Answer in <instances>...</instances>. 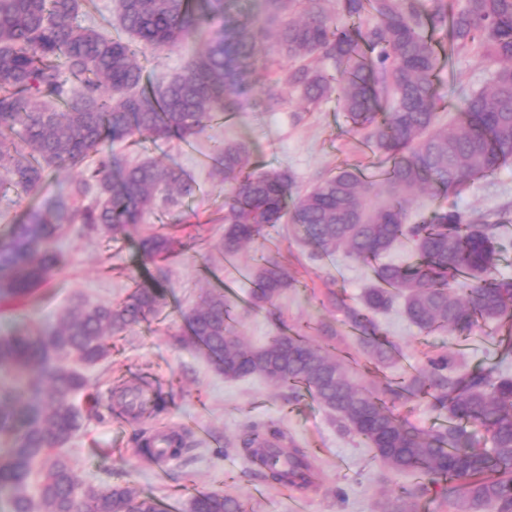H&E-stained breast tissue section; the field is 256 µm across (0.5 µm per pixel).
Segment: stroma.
<instances>
[{"mask_svg":"<svg viewBox=\"0 0 512 512\" xmlns=\"http://www.w3.org/2000/svg\"><path fill=\"white\" fill-rule=\"evenodd\" d=\"M205 45V37L198 36L179 48L145 50L140 57L144 82L159 74L179 73ZM490 70L479 54L462 53L442 68L439 82L454 101L461 91L484 86ZM273 84L271 69H260L244 93L245 112L212 123L189 141L143 134L117 144V152L127 159L151 157L180 167L195 187L194 196L184 199L177 211L146 213L140 224L130 227L125 241H111L79 224L69 227L55 244L62 262L53 280L30 299L0 300V334L17 326L44 329L78 297L90 304L115 303L125 299L134 284L150 285L151 269L141 264L136 245L156 227L171 225L180 239L193 233L217 240L224 232L225 189L212 175L210 157L216 143L247 141L252 161L288 170L296 196L340 165L355 164L363 171L372 166L375 155L364 150L361 135L351 128L336 99L307 111L298 93L284 88L281 107L266 112L262 103ZM82 173L79 167L54 173L38 195L20 197L13 191L0 195V241L8 237L12 224L24 220L41 195ZM506 205L512 206V160L476 178L457 195L435 197L425 191L411 197L415 213L448 206L493 213ZM264 253L288 271L293 284L274 307L256 309L248 301L252 289L248 270ZM162 267L169 290L163 310L112 336L110 356L84 370L90 386L75 398L83 424L62 449L81 486L130 487L171 502L172 512H186L188 484L198 493L237 496L245 512H295L299 499L305 503L304 512H382L388 497L413 484V477L385 468L367 443L345 432L307 392L276 389L259 376L224 379L205 357L181 344V337L189 333L186 312L218 279L241 301L236 309L238 330L248 344L262 345L295 325L324 323L337 332L332 341L337 352L356 360L359 381L365 385L400 380L422 369L426 356L442 354L452 371L486 367L512 376V356L502 357L495 344L499 328H483L480 339L463 346L445 332L421 333L398 304L376 317L381 333L397 345L398 355L390 364H375L347 326L343 309L323 302L331 285L346 303H359L373 284L371 266L341 252L316 255L289 224L265 227L261 237L235 257L196 246L172 254ZM146 382L160 392L157 406L137 420L116 422L112 407L118 391ZM253 428L281 430L289 447L307 451L316 473L314 484L287 489L267 483L262 484V492H255L259 477L240 447L241 436ZM156 432L186 436L189 447L161 462L148 459L143 447ZM220 475L225 478L221 485L215 482Z\"/></svg>","mask_w":512,"mask_h":512,"instance_id":"stroma-1","label":"stroma"}]
</instances>
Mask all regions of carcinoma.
<instances>
[{
  "instance_id": "1",
  "label": "carcinoma",
  "mask_w": 512,
  "mask_h": 512,
  "mask_svg": "<svg viewBox=\"0 0 512 512\" xmlns=\"http://www.w3.org/2000/svg\"><path fill=\"white\" fill-rule=\"evenodd\" d=\"M336 8H331V2ZM236 0H116L124 36L78 21L85 0H0V191L39 192L50 174L91 153L96 167L30 211L0 243V298L26 297L49 283L61 258L53 243L70 224L102 230L114 241L162 200L193 194L183 172L153 159L124 165L111 144L143 133L182 140L221 115L245 111L243 91L258 63V45L293 65L277 82L315 106L336 96L353 130L383 156L379 179L343 166L291 198L286 170L255 168L244 142H220L214 175L224 181L226 257L287 219L321 255L338 251L372 265L376 285L358 305L329 288L364 352L378 363L397 355L374 315L398 299L424 333L468 339L490 323H512V278L496 274L497 229L512 207L494 214L453 208L410 222L417 189L453 195L512 158V0H263L264 18L235 9ZM216 12L224 29L168 80L146 88L137 47L171 48L203 32ZM475 51L493 63L487 84L464 93L451 125L440 117L443 54ZM341 78H336V74ZM384 185L388 197L372 207ZM95 191V204L81 200ZM420 262L412 269L379 262L400 239ZM195 245L155 231L141 239L144 258L164 259ZM251 304L274 303L288 273L265 259L251 269ZM167 289L136 287L117 303L70 306L35 335L0 336V491L9 512H158L157 502L128 487L82 488L60 449L82 425L73 396L89 386L73 357L94 365L108 357L113 334L139 325L165 305ZM236 305L208 290L186 313V343L226 380L257 375L272 386L305 389L337 423L363 439L396 474L419 482L396 495L393 512H414L427 490L443 485L455 512H512V377L492 370L448 372V357L383 388L356 383L343 358L295 330L261 346L245 344ZM425 396L442 417L431 430L403 419L386 396ZM481 427L490 447L476 445ZM278 433L249 432L242 443L261 474L281 485H310L305 451L288 450ZM187 512H242L232 495L202 492Z\"/></svg>"
}]
</instances>
